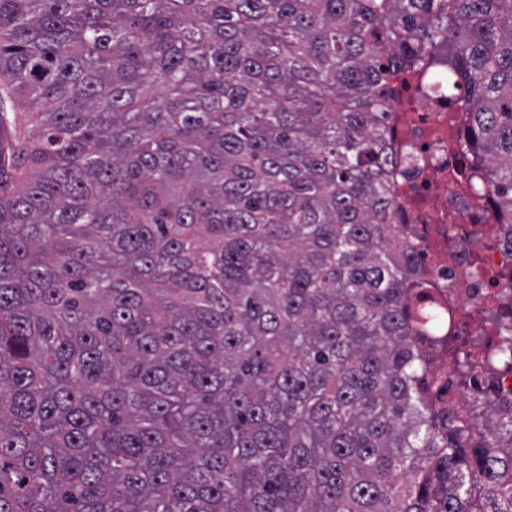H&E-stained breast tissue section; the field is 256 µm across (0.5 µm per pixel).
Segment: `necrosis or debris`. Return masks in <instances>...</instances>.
I'll list each match as a JSON object with an SVG mask.
<instances>
[{"mask_svg":"<svg viewBox=\"0 0 512 512\" xmlns=\"http://www.w3.org/2000/svg\"><path fill=\"white\" fill-rule=\"evenodd\" d=\"M389 84L391 186L421 276L448 313L444 368L458 344H482L490 321L512 326V224L496 214L486 162L460 148L467 114L439 73H397Z\"/></svg>","mask_w":512,"mask_h":512,"instance_id":"necrosis-or-debris-1","label":"necrosis or debris"}]
</instances>
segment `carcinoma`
<instances>
[{
  "instance_id": "cac0c4a2",
  "label": "carcinoma",
  "mask_w": 512,
  "mask_h": 512,
  "mask_svg": "<svg viewBox=\"0 0 512 512\" xmlns=\"http://www.w3.org/2000/svg\"><path fill=\"white\" fill-rule=\"evenodd\" d=\"M512 211V0H0V512H512L436 371L389 76Z\"/></svg>"
}]
</instances>
